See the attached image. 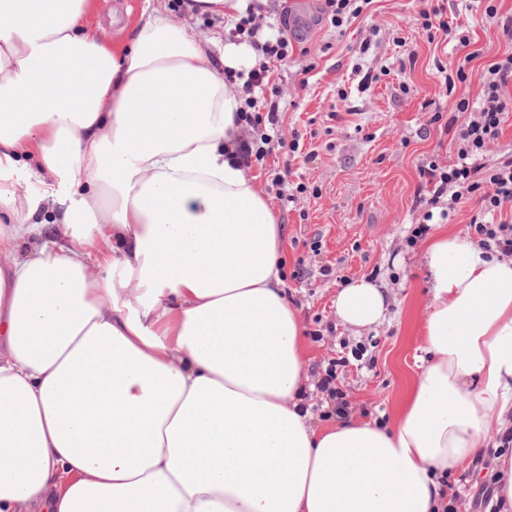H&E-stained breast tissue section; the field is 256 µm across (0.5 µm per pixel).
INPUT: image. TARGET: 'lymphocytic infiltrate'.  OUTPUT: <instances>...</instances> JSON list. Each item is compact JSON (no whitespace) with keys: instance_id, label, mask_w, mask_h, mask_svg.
Returning <instances> with one entry per match:
<instances>
[{"instance_id":"obj_1","label":"lymphocytic infiltrate","mask_w":512,"mask_h":512,"mask_svg":"<svg viewBox=\"0 0 512 512\" xmlns=\"http://www.w3.org/2000/svg\"><path fill=\"white\" fill-rule=\"evenodd\" d=\"M421 25L428 36L442 35L454 42L464 61L455 74H443L446 91H453L457 83L467 80L466 63L480 55L473 49L469 36L457 34L444 18L443 6L433 0H418ZM255 4H248L236 23L232 34L239 40L249 42L258 52L260 61L247 76L225 72L228 84H240L243 105L240 120L246 126L259 130L257 138L243 141L239 155L244 163L263 160L272 137L260 130L262 124L276 125L279 105L266 99L264 91L270 83L275 64L287 61L291 41L284 30L264 33L262 19L255 12ZM455 109L464 113L463 122L444 120L442 113H434L431 123L443 124L449 134V146L457 155L452 165L429 162L421 167L423 193L419 204L424 213L419 224L413 228L408 241L417 243L428 232L433 218L448 219L451 212L469 202L479 206L469 224L470 238L480 249L504 257H512V219H502L505 208H512V156L487 163L485 153L489 143L498 139L508 116L512 115V52L501 56L485 66L482 75V96L479 101H469L460 96Z\"/></svg>"}]
</instances>
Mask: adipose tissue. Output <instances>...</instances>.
<instances>
[{
    "mask_svg": "<svg viewBox=\"0 0 512 512\" xmlns=\"http://www.w3.org/2000/svg\"><path fill=\"white\" fill-rule=\"evenodd\" d=\"M91 12L0 0V512H439L442 477L486 462L512 512V258L427 238L398 418L316 424L284 226L224 81L255 51L158 7L111 46ZM388 295L353 281L336 315L381 324Z\"/></svg>",
    "mask_w": 512,
    "mask_h": 512,
    "instance_id": "adipose-tissue-1",
    "label": "adipose tissue"
}]
</instances>
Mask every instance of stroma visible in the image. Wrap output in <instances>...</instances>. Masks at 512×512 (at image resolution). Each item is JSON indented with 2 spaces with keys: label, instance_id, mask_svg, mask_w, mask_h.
Returning a JSON list of instances; mask_svg holds the SVG:
<instances>
[{
  "label": "stroma",
  "instance_id": "1",
  "mask_svg": "<svg viewBox=\"0 0 512 512\" xmlns=\"http://www.w3.org/2000/svg\"><path fill=\"white\" fill-rule=\"evenodd\" d=\"M440 3L449 26L482 51L453 95L444 94L437 69L456 71L460 55L443 38H428L413 0H373L340 32L322 0H262L264 24L287 18L294 53L270 81L278 92L277 138L251 171L285 226L286 288L312 335L310 376L319 380L329 360L350 358L336 384L353 417L364 420H392L419 372L427 288L421 248L406 239L420 214V166L457 160L429 118L438 111L451 117L457 94L478 100L482 67L512 48L499 25L512 17V0H497L494 20L483 0ZM144 4L95 0L92 21L117 43ZM295 138L302 149L294 153ZM283 171L289 185L305 184L307 193L277 196L271 180ZM361 278L388 288L389 306L383 324L357 333L340 323L334 300L345 283ZM360 346L365 360H352Z\"/></svg>",
  "mask_w": 512,
  "mask_h": 512
}]
</instances>
